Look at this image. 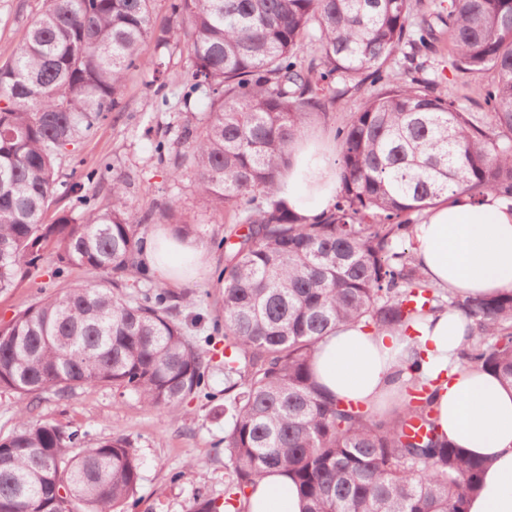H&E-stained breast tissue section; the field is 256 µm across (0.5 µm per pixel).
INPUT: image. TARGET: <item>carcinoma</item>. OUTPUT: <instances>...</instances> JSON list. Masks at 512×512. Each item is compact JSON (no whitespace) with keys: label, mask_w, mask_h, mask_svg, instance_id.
<instances>
[{"label":"carcinoma","mask_w":512,"mask_h":512,"mask_svg":"<svg viewBox=\"0 0 512 512\" xmlns=\"http://www.w3.org/2000/svg\"><path fill=\"white\" fill-rule=\"evenodd\" d=\"M155 0H49L23 42L0 64V293L31 272L47 248L56 274L94 279L41 297L0 326V388L19 395V427L0 439V504L8 512H126L141 480L131 441L117 435L74 451L78 434L26 420L47 390L65 397L110 386L175 416L205 386L208 351L185 335L167 288L132 297L146 279L139 259L148 219H137L126 181L106 172L58 177V161L120 109L141 56L186 42V95L210 100L197 124L178 130L184 152L165 155L171 175L192 164L211 207L233 214L224 249V505L199 496L192 512H244L246 490L268 471L291 476L304 512H463L481 490L484 462L437 432L428 383L408 366L405 408L378 415L321 389L318 342L336 326L363 323L410 336L441 311L473 321L462 364L512 386V290L470 297L431 285L412 251L423 211L441 199L488 193L512 199V0H448V64L487 79L488 112H465L416 73L432 52L431 27L413 30L424 0H167L169 22L152 24ZM319 55L297 56L305 39ZM403 55L408 65L384 69ZM339 83L364 104L337 129L336 203L311 220L277 197L290 147L325 107L316 93ZM83 211L46 212L55 196ZM420 423L417 432L413 422ZM64 494H59V490Z\"/></svg>","instance_id":"1"}]
</instances>
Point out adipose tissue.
Wrapping results in <instances>:
<instances>
[{
    "label": "adipose tissue",
    "mask_w": 512,
    "mask_h": 512,
    "mask_svg": "<svg viewBox=\"0 0 512 512\" xmlns=\"http://www.w3.org/2000/svg\"><path fill=\"white\" fill-rule=\"evenodd\" d=\"M277 195L309 218L333 208L336 168L330 154L313 143L294 145ZM413 242L416 262L435 287L462 296L512 290V201L490 194L476 204L466 197L439 202L415 225ZM140 259L151 274L173 284L196 278L208 266L203 246L163 228L143 239ZM471 332V321L458 311L429 317L413 341L361 323L342 325L318 343L313 373L329 394L385 415L405 389L407 365L419 362L431 382L439 434L488 462L482 489L467 500L466 512H512V388L492 373L456 363ZM244 508L303 512L304 505L290 479L272 472L249 490Z\"/></svg>",
    "instance_id": "ef3b65f1"
}]
</instances>
